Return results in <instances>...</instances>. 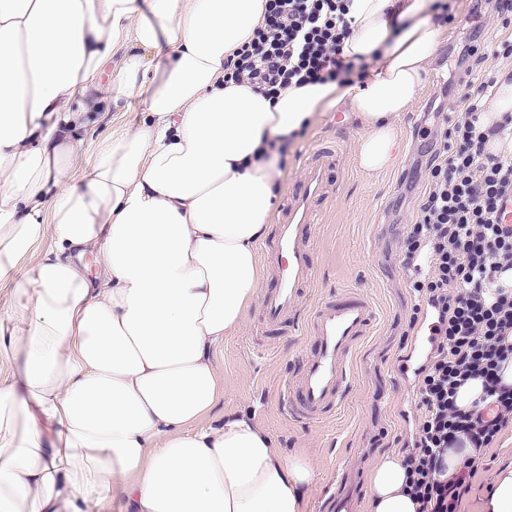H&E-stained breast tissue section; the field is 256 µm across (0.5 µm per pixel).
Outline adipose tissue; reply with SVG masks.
Instances as JSON below:
<instances>
[{"mask_svg": "<svg viewBox=\"0 0 512 512\" xmlns=\"http://www.w3.org/2000/svg\"><path fill=\"white\" fill-rule=\"evenodd\" d=\"M264 4L0 0V512H302L309 463L249 416L202 424L223 392L215 351L263 278L284 176L267 144L345 103L369 127L359 168L390 166L442 27L427 0H353L344 53L378 61L365 86L272 101L224 80ZM135 98L141 119L73 177L79 130ZM406 482L380 455L367 512H417Z\"/></svg>", "mask_w": 512, "mask_h": 512, "instance_id": "adipose-tissue-1", "label": "adipose tissue"}]
</instances>
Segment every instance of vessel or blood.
<instances>
[{"label":"vessel or blood","mask_w":512,"mask_h":512,"mask_svg":"<svg viewBox=\"0 0 512 512\" xmlns=\"http://www.w3.org/2000/svg\"><path fill=\"white\" fill-rule=\"evenodd\" d=\"M341 153L336 141L320 138L304 152L301 177L288 196L274 239L263 250L277 261L274 284L263 295L261 321L275 329H301L312 339L298 377L284 391V410L299 422H314L339 410L353 381L358 344L376 322L373 300L348 290L298 317L299 290L313 285L311 254L316 225L324 223L327 202L337 187Z\"/></svg>","instance_id":"obj_1"}]
</instances>
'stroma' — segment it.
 <instances>
[{"instance_id": "35a3bbf8", "label": "stroma", "mask_w": 512, "mask_h": 512, "mask_svg": "<svg viewBox=\"0 0 512 512\" xmlns=\"http://www.w3.org/2000/svg\"><path fill=\"white\" fill-rule=\"evenodd\" d=\"M450 20L432 57L421 91L408 112L397 121L402 152L390 168L367 177L355 164L357 144L365 127L342 106L315 113L303 137L288 149L285 174L275 196L282 209L292 180L300 174V158L318 137L338 141L343 154L339 191L329 203L326 221L315 233L316 282L301 296L298 308L308 312L325 298L347 288L370 296L378 309L376 328L358 347L354 362V386L338 415L321 422L305 423L283 411L282 388L293 378L309 350L307 336L261 326V302L253 300L241 328L226 337L215 356L224 375V393L208 418L219 425L225 413H254L275 440L284 457H300L313 467L315 478L303 502V512H319L328 488L338 486L344 471H352L351 491L356 512H366L369 474L378 454L403 450L417 424L418 379L400 375V358L406 357L417 336L425 334L426 316H415L420 303L413 279L400 270L407 224L416 219L414 197L425 188V175L417 166L423 160V140L418 127L432 125L433 104L443 116L457 119L455 97L446 95L448 84L465 78L484 81L503 66L496 51L512 38V22L497 17L490 4L475 0H449ZM473 22L461 25L462 16ZM477 44L483 58L473 69L459 63L461 45ZM138 108L114 112L101 124L83 130L84 141L75 173L91 165L99 142L112 131L135 124ZM470 492L461 512H490L489 499L496 475L512 468V424L495 444L475 460Z\"/></svg>"}]
</instances>
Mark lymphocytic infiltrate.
<instances>
[{
  "label": "lymphocytic infiltrate",
  "mask_w": 512,
  "mask_h": 512,
  "mask_svg": "<svg viewBox=\"0 0 512 512\" xmlns=\"http://www.w3.org/2000/svg\"><path fill=\"white\" fill-rule=\"evenodd\" d=\"M352 0H265L263 22L252 39L227 58L224 79L277 97L291 86L362 83L366 65L347 59ZM496 78L464 93L454 124L421 128L429 159L427 185L404 239V266L423 272L414 288L432 313V351L420 367L421 420L403 464L419 512H459L474 470L445 476L443 457L468 440L483 450L512 423V386L502 365L512 359V289L499 276L512 270V225L503 221L512 201V153H492L493 138L512 139V114L483 127L482 104ZM482 382L487 405L456 404L468 380Z\"/></svg>",
  "instance_id": "f902f5d3"
}]
</instances>
